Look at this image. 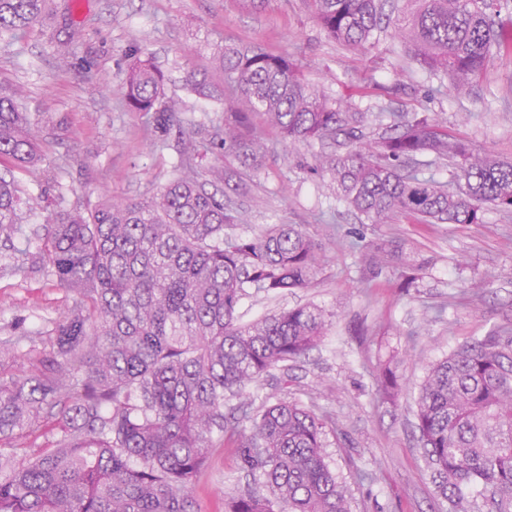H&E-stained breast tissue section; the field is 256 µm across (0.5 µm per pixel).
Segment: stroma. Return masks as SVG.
<instances>
[{
  "label": "stroma",
  "mask_w": 512,
  "mask_h": 512,
  "mask_svg": "<svg viewBox=\"0 0 512 512\" xmlns=\"http://www.w3.org/2000/svg\"><path fill=\"white\" fill-rule=\"evenodd\" d=\"M43 17L13 43L0 42V82L21 86L29 111L51 123L40 133L44 160L14 170L25 201L20 230L0 237V341L20 354L0 357V373L30 370L51 353L50 336L78 293L57 288L40 259L48 213L86 209L105 198L146 202L191 155L201 173L220 168V185L243 221L229 237L251 236L270 224H298L322 242L325 265L307 288L258 293L240 304L248 323L297 306L332 318L321 342L291 362L282 381L251 385L253 406L266 399L298 401L330 414L327 451L346 481L352 512H434L435 487L415 430V399L427 368L459 343L499 328L512 330V214L487 209L479 224L366 223L336 198L330 175L313 171L319 145L290 143L259 113L251 124L268 145L255 167L220 146L224 115L242 110L225 48H260L290 56L327 98L363 115L372 141L392 115L432 113L457 125L480 151L512 161V58L493 57L485 77L454 89L430 74L394 35L399 0L375 45L349 50L317 24L309 0H54ZM150 60L165 76L176 108L169 133L149 115L122 106L124 79L137 61ZM207 72L224 87L220 101L198 98L188 71ZM399 240L422 266L403 287L401 270L375 253ZM393 368L402 386L384 399L377 373ZM374 473L373 482L359 471ZM248 483L231 457L215 451L192 490L197 512H224V499Z\"/></svg>",
  "instance_id": "stroma-1"
}]
</instances>
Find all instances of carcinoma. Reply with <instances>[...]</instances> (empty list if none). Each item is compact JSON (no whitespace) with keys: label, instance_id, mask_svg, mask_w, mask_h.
<instances>
[{"label":"carcinoma","instance_id":"1","mask_svg":"<svg viewBox=\"0 0 512 512\" xmlns=\"http://www.w3.org/2000/svg\"><path fill=\"white\" fill-rule=\"evenodd\" d=\"M395 35L420 64L456 89L483 77L491 57L512 54V0H402ZM316 22L353 50L378 40L384 0H310ZM53 13L51 0H0V41ZM245 112L224 118V152L254 162L263 144L249 113L294 143H328L316 168L336 181L338 199L370 224L407 215L423 224H478L486 205L512 214V162L474 150L444 122L401 120L377 140L343 153L360 113L344 112L303 78L288 56L226 51ZM191 90L224 99V87L192 72ZM124 107L153 113L162 133L175 109L149 61L125 77ZM0 86V166L35 168L48 120ZM421 155L448 162L458 188L405 172ZM23 200L0 173V232L19 230ZM239 221L224 196L205 189L188 161L148 204L107 199L91 210L59 209L41 258L56 286L81 296L60 315L54 352L28 374L0 376V512H195L191 490L213 449L261 480L232 496L225 512H351L331 465L332 419L278 399L241 413L249 386L318 345L324 311L300 306L243 324L250 293L309 287L325 262L322 243L297 224H270L251 237H224ZM376 250L404 269L419 266L394 241ZM384 393L401 383L383 370ZM416 428L441 512H512V333L473 337L432 364L417 399ZM49 421L56 437L20 458L13 442Z\"/></svg>","mask_w":512,"mask_h":512}]
</instances>
